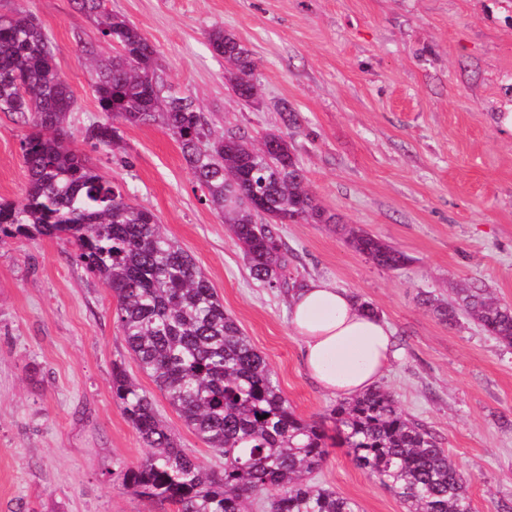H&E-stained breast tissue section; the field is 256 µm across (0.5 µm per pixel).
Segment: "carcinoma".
<instances>
[{
	"label": "carcinoma",
	"mask_w": 512,
	"mask_h": 512,
	"mask_svg": "<svg viewBox=\"0 0 512 512\" xmlns=\"http://www.w3.org/2000/svg\"><path fill=\"white\" fill-rule=\"evenodd\" d=\"M98 19L100 37L117 45L109 58L82 45L95 72L102 121L87 138L108 149L120 139L115 120L158 124L179 143L208 201L244 251L252 277L270 288H298L288 276L280 226L299 221L335 224L310 191L290 130L297 115L282 105L286 131L263 148L241 131L213 133L196 99L159 74L154 44L104 0H73ZM212 52L227 64L225 79L237 102L258 95L257 62L233 33L211 29ZM75 95L55 63L52 41L32 15L0 13V112L27 127L20 140L26 169L24 200L0 202V244L49 239L73 247L71 258L110 289L116 322L139 366L185 425L224 456L212 471L181 448L158 415L152 395L126 370L112 367V398L150 453L122 469L117 481L176 512H246L269 500L270 512H359L357 502L312 481L331 448H344L404 504L405 512H472L470 478L436 435L408 419L395 396L376 387L336 404L334 434L298 416L266 357L224 311L206 275L149 209L132 203L71 146L67 120ZM271 216L259 224L256 205ZM346 241L373 264L396 270L408 256L380 238L350 230ZM450 325L465 315L512 346V310L480 289L461 302L436 306Z\"/></svg>",
	"instance_id": "carcinoma-1"
}]
</instances>
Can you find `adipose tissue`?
<instances>
[{"instance_id":"obj_1","label":"adipose tissue","mask_w":512,"mask_h":512,"mask_svg":"<svg viewBox=\"0 0 512 512\" xmlns=\"http://www.w3.org/2000/svg\"><path fill=\"white\" fill-rule=\"evenodd\" d=\"M289 323L302 340L310 377L337 395L372 389L393 355L388 327L366 315L347 290L325 280H310L293 292Z\"/></svg>"}]
</instances>
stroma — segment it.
I'll list each match as a JSON object with an SVG mask.
<instances>
[{
	"label": "stroma",
	"instance_id": "35a3bbf8",
	"mask_svg": "<svg viewBox=\"0 0 512 512\" xmlns=\"http://www.w3.org/2000/svg\"><path fill=\"white\" fill-rule=\"evenodd\" d=\"M154 43L167 82L187 90L208 126L254 138L297 113L292 143L334 224L282 227L293 278H322L371 303L396 356L378 384L434 432L470 474L474 512H512V347L468 318L448 325L433 303L481 288L512 306V0H106ZM51 36L76 104L75 146L101 175L152 210L211 281L225 310L267 358L297 415L331 426L337 398L303 363L289 293L254 280L229 225L196 184L174 137L122 125L104 150L84 130L103 115L82 42L112 56L73 0H0ZM253 52L261 96L244 107L208 47L214 27ZM23 129L0 112V200L24 196ZM363 229L409 261L391 271L346 242ZM153 392L182 448L223 458L183 423L130 354L110 290L63 244L0 247V512H172L119 486L148 450L112 399V364ZM360 512H404L341 448L314 476Z\"/></svg>",
	"mask_w": 512,
	"mask_h": 512
}]
</instances>
